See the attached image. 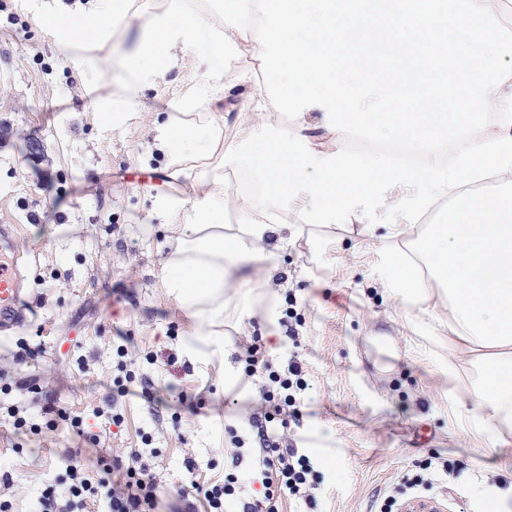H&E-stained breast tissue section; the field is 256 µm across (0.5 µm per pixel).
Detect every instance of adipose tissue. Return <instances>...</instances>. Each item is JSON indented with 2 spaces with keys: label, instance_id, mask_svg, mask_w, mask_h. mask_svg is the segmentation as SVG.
Returning <instances> with one entry per match:
<instances>
[{
  "label": "adipose tissue",
  "instance_id": "adipose-tissue-1",
  "mask_svg": "<svg viewBox=\"0 0 512 512\" xmlns=\"http://www.w3.org/2000/svg\"><path fill=\"white\" fill-rule=\"evenodd\" d=\"M460 2L452 16L444 0H375L370 9L359 0H223L220 22L194 11L189 0H157L139 12L132 44L116 51L121 75L95 100L106 124L126 121L138 110L143 87L169 67L192 56L210 67L207 80L159 114L151 144L173 176L194 179L192 195L161 199L154 207L168 231L163 286L192 323L184 351L194 363L223 361L224 290L237 269L273 262L287 247L281 213L303 224L377 213L387 220L389 238L398 239L409 233V219L449 196L447 222L416 243L420 263L388 252L375 283L406 313L438 308L436 328L416 350L428 356L433 346L447 345L438 366L463 427L487 438L512 430V71L497 64L506 52L500 38L506 6L503 0ZM130 7V0H83L72 8L60 0H33L58 55L83 77L99 72L100 52L112 46V30ZM446 19L460 31L449 42L437 37ZM85 30L95 31V40H83ZM232 41L276 72L274 84L257 90L276 112L341 106L363 119L345 65L407 59L408 74L389 85L393 110L386 133L420 152L445 131L467 130L474 113H500L501 126L470 148L479 175H497V189L461 192L465 171L436 164L390 170L376 159L308 149L298 128L288 136L253 129L239 149H230L223 123L200 108L223 93L215 63ZM228 162L264 183L274 210L261 213L248 199L230 198ZM392 183L409 191L391 204L385 192ZM233 207L242 226L228 235L224 221Z\"/></svg>",
  "mask_w": 512,
  "mask_h": 512
}]
</instances>
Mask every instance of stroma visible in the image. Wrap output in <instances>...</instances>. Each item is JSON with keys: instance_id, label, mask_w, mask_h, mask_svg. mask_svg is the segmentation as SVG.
<instances>
[{"instance_id": "obj_1", "label": "stroma", "mask_w": 512, "mask_h": 512, "mask_svg": "<svg viewBox=\"0 0 512 512\" xmlns=\"http://www.w3.org/2000/svg\"><path fill=\"white\" fill-rule=\"evenodd\" d=\"M31 4L0 0V225L15 228L30 284L27 321L0 330V404L37 416L53 403L83 416L85 432L62 424L17 434L0 419V469L14 481L12 512H34L43 486L63 477V454L89 465L114 449L140 447L145 432L160 451L151 462L153 512H204L181 486L256 468L250 421L263 380L245 376L241 359L242 343L253 335L262 336L275 367L294 358L303 368L299 415L278 436L323 476L311 503L285 498L280 512H375L377 500L432 455L463 468L460 476L438 477L429 490L442 512H486L492 494L511 498L512 432L489 442L461 430L447 378L413 349V338L434 320L407 316L375 287L385 230L358 217L301 225L279 252L278 267L293 286L279 291L278 307L301 319L297 337H288L284 325L268 326L261 313L242 318L235 298L255 292L261 277L251 268L224 299V364L239 373L237 384H223L221 366L203 373L190 367L183 350L188 321L162 286L167 233L153 208L159 199L190 195L192 182L173 177L146 146L156 113L206 79L207 70L195 62L170 71L145 88L125 124L105 129ZM248 93V83H235L216 109L229 143L238 142L239 127L283 123L277 113L247 106ZM369 237L371 247L353 252ZM125 337L140 353L136 373L161 406L113 399L115 349ZM24 347L31 351L25 358ZM32 380L40 392H29ZM111 399L125 416L123 427L92 414ZM90 433L98 444L87 441ZM235 434L246 441L239 463L230 443ZM187 457L196 459V473L185 470Z\"/></svg>"}]
</instances>
